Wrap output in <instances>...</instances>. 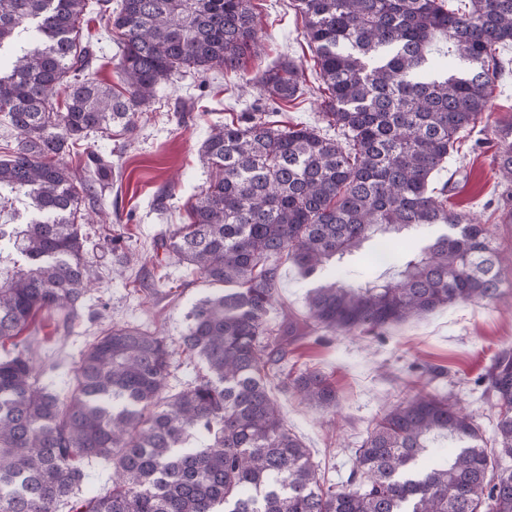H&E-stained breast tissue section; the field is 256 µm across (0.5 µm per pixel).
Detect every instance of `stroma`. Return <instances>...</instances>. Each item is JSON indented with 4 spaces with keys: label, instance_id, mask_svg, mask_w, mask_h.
I'll use <instances>...</instances> for the list:
<instances>
[{
    "label": "stroma",
    "instance_id": "1",
    "mask_svg": "<svg viewBox=\"0 0 512 512\" xmlns=\"http://www.w3.org/2000/svg\"><path fill=\"white\" fill-rule=\"evenodd\" d=\"M252 5L263 36L259 54L247 55L233 70L173 76L160 86L132 133L90 135L78 154L62 157L75 169L91 155L102 156L118 177L95 183L99 203L88 206L79 219L95 273V285L82 299L80 321L67 328L44 316L39 319L34 363L60 396L71 392L81 352L113 325L138 327L166 339L175 351L170 393L187 388L202 374V362L178 347L192 306L216 286L162 248L161 239L186 223L188 208L213 176L201 158V146L215 124L243 112H262L279 126L307 125L336 133L321 114L324 86L296 0H252ZM89 41L97 55L90 77L119 86L115 33L94 18ZM288 60L303 75V94L288 102L266 100L257 78L267 66ZM490 106L473 130L463 132L458 151L449 156L434 185L446 187L449 208L470 213L488 227L503 257L498 296L441 308L362 341L337 335L324 343L310 336L295 341L289 347V367L324 372L336 388L337 410L309 404L279 380L268 385L285 424L310 450L326 482L345 480L352 449L383 407L404 397L411 381H430L432 388L470 404L484 440L492 438L498 410L481 400L475 382L485 376L491 356L512 348V224L502 221L512 208V182L503 180L492 162L504 124L512 120V67L498 77ZM274 262L279 283L270 322L283 323L288 313L305 317V297L318 279L304 277L287 255L275 256Z\"/></svg>",
    "mask_w": 512,
    "mask_h": 512
}]
</instances>
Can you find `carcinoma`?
<instances>
[{"label":"carcinoma","mask_w":512,"mask_h":512,"mask_svg":"<svg viewBox=\"0 0 512 512\" xmlns=\"http://www.w3.org/2000/svg\"><path fill=\"white\" fill-rule=\"evenodd\" d=\"M119 34L120 91L86 74L90 6ZM325 85L323 116L343 139L283 129L242 113L202 146L215 178L163 245L214 284L195 304L183 351L205 374L168 396L173 352L137 327L113 326L81 353L70 395L43 381L31 343L0 359V512H512V353L493 357L488 394L498 415L494 456L474 415L424 384L376 420L354 450L346 481L324 486L318 465L285 426L267 380L292 383L317 407L336 389L316 369L288 380V346L312 332L365 337L439 307L493 298L500 255L483 224L448 209L431 182L459 134L485 112L512 44V0H297ZM261 40L251 0H0V122L17 131L0 159V207L35 210L7 233L0 262L25 267L0 280V340L35 328L41 313L72 326L91 282L77 213L90 189L59 157L91 133L131 131L159 86L190 69L239 67ZM447 47L440 69L434 51ZM268 97L302 93L291 61L266 69ZM64 91L63 103L56 95ZM494 163L512 181V126ZM435 224L418 253L394 238ZM388 250L376 273L348 257L365 243ZM287 253L326 281L308 316L268 315ZM463 447L427 471L413 464L429 437ZM112 468V489L82 495L85 468Z\"/></svg>","instance_id":"obj_1"}]
</instances>
